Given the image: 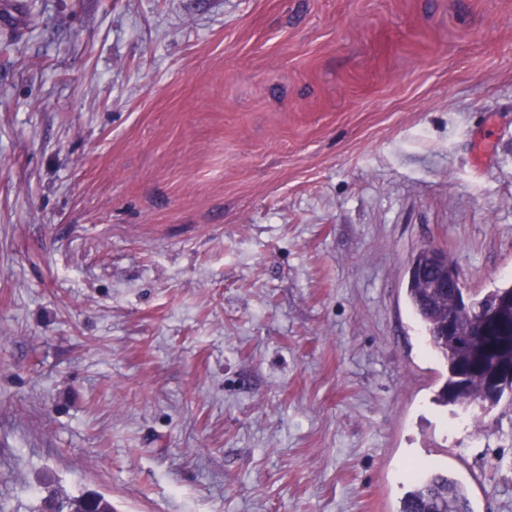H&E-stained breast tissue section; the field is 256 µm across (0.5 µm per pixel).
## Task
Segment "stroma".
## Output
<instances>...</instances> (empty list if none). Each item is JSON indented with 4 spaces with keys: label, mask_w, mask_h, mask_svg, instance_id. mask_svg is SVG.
<instances>
[{
    "label": "stroma",
    "mask_w": 512,
    "mask_h": 512,
    "mask_svg": "<svg viewBox=\"0 0 512 512\" xmlns=\"http://www.w3.org/2000/svg\"><path fill=\"white\" fill-rule=\"evenodd\" d=\"M426 245L512 280V0H0V512H512ZM425 248L429 249L424 251L429 257L427 265H418L411 261L409 279L413 275L436 277L440 288H446L454 293L460 312L469 313L474 306L475 295L462 287L454 260L448 255V251L443 250L445 258L448 259L447 264L440 248L432 245H427ZM407 295L427 343L447 368V377L435 401L443 406L455 407L464 414L472 415L477 421L467 418V426L474 438H480L484 416L497 408L507 396L512 403V385L510 384L512 369L500 373L496 383L500 386L508 385V387L497 390L491 389L488 385V374L494 366L483 364L479 369L473 367L469 374L462 378L459 377L458 371L469 369L471 362L476 359L474 340L479 336H485L498 350L512 346V341L510 343L508 340V336H512V324L490 312L480 331L483 312L480 307H476L470 315L459 318L455 329L447 334L445 329L447 320L448 329L453 328V318L448 319V316H456L458 312L453 294L449 292L447 294L440 289L432 290L425 282L412 278L408 283ZM479 331L480 334L474 336ZM396 512H472L469 490L447 473L422 465ZM61 503L64 507L59 509L60 512H114L112 503L104 497H79ZM64 508L67 511H63Z\"/></svg>",
    "instance_id": "1"
}]
</instances>
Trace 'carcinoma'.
Segmentation results:
<instances>
[{
  "mask_svg": "<svg viewBox=\"0 0 512 512\" xmlns=\"http://www.w3.org/2000/svg\"><path fill=\"white\" fill-rule=\"evenodd\" d=\"M407 295L427 343L447 368V377L436 402L455 407L481 422L504 398L512 400L511 384L497 390L489 387L488 374L493 366L471 367L477 357L474 340L482 325V309L512 320V284L481 295L480 306L459 318L450 333L445 329L448 316L457 315L453 294L432 290L425 282L412 278ZM64 508L67 512H114L109 500L96 496L72 498L64 503ZM397 512H472L469 490L447 474L422 465L414 470L411 487L401 499Z\"/></svg>",
  "mask_w": 512,
  "mask_h": 512,
  "instance_id": "obj_1",
  "label": "carcinoma"
}]
</instances>
